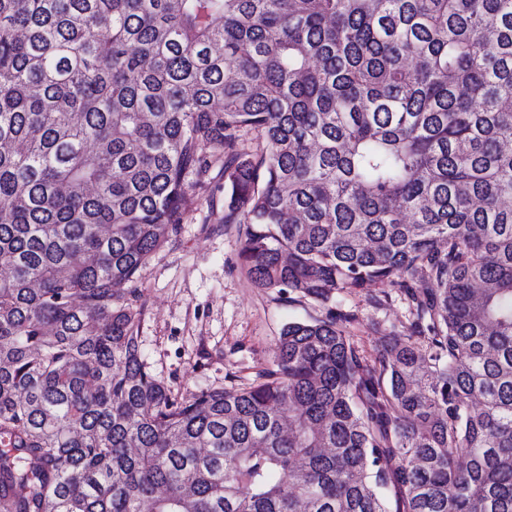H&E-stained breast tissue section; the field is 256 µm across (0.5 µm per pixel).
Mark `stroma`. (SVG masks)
<instances>
[{"instance_id":"1","label":"stroma","mask_w":512,"mask_h":512,"mask_svg":"<svg viewBox=\"0 0 512 512\" xmlns=\"http://www.w3.org/2000/svg\"><path fill=\"white\" fill-rule=\"evenodd\" d=\"M183 209V223L137 283L146 369L181 396L252 382L271 367L286 324L326 314L320 303L256 287L247 277L238 259L245 227L224 221L220 170L188 191ZM338 299L355 312L347 331L369 358L378 337L404 331L412 318L398 288L375 285Z\"/></svg>"}]
</instances>
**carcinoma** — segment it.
<instances>
[{"label":"carcinoma","instance_id":"carcinoma-1","mask_svg":"<svg viewBox=\"0 0 512 512\" xmlns=\"http://www.w3.org/2000/svg\"><path fill=\"white\" fill-rule=\"evenodd\" d=\"M215 166L332 308L178 397L135 285ZM0 269V512H512V0H0ZM373 297L383 299V305L379 309L374 307ZM336 299L345 309L357 315V319L347 326V331L350 336H354L360 350L368 359L373 358L376 353L378 336H384L392 330L403 332L412 319L411 308L401 288L374 285L357 293L337 294Z\"/></svg>","mask_w":512,"mask_h":512}]
</instances>
